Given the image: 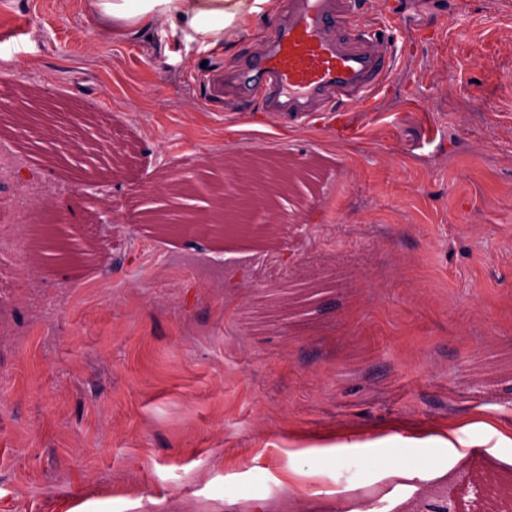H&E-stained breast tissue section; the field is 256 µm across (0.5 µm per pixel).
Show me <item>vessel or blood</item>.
I'll list each match as a JSON object with an SVG mask.
<instances>
[{
	"mask_svg": "<svg viewBox=\"0 0 512 512\" xmlns=\"http://www.w3.org/2000/svg\"><path fill=\"white\" fill-rule=\"evenodd\" d=\"M344 27L348 35L338 36ZM387 28L362 0H288L264 48L225 83L293 125L308 124L315 110L332 122L353 104L372 111L392 71L395 40Z\"/></svg>",
	"mask_w": 512,
	"mask_h": 512,
	"instance_id": "obj_1",
	"label": "vessel or blood"
}]
</instances>
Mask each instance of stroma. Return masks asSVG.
<instances>
[{"label": "stroma", "mask_w": 512, "mask_h": 512, "mask_svg": "<svg viewBox=\"0 0 512 512\" xmlns=\"http://www.w3.org/2000/svg\"><path fill=\"white\" fill-rule=\"evenodd\" d=\"M398 61L369 134L239 123L201 77L232 73L275 15L185 54L151 26L112 34L86 0H0V93L69 107L73 144L19 137L0 112V218L30 243L43 213L95 260L73 271L0 245V512H336L335 491L379 512H478L474 483L512 484V0H389ZM471 38L432 45L456 4ZM443 133L427 142V127ZM123 172L113 223L81 171ZM307 165L273 241L161 238L140 222L157 176L221 178L224 158ZM324 282L313 319L251 324L254 293ZM456 429L479 446L455 460ZM316 448L318 492L293 497L289 451ZM393 461L443 468L423 483Z\"/></svg>", "instance_id": "obj_1"}]
</instances>
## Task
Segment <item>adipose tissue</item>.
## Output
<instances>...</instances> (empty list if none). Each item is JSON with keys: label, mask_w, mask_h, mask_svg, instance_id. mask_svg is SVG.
I'll return each mask as SVG.
<instances>
[{"label": "adipose tissue", "mask_w": 512, "mask_h": 512, "mask_svg": "<svg viewBox=\"0 0 512 512\" xmlns=\"http://www.w3.org/2000/svg\"><path fill=\"white\" fill-rule=\"evenodd\" d=\"M275 7V0H90L110 28L134 32L158 24L185 51L197 53L223 46Z\"/></svg>", "instance_id": "obj_1"}]
</instances>
